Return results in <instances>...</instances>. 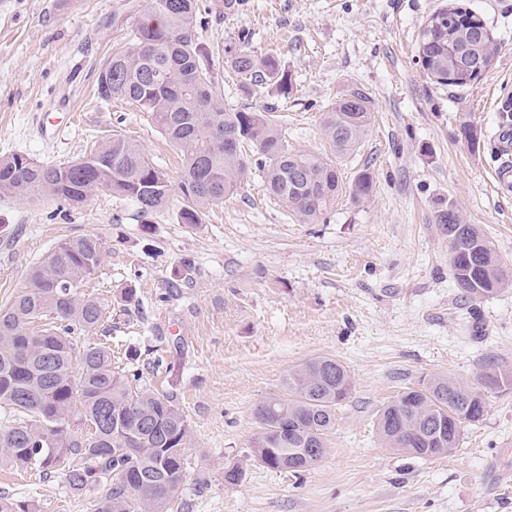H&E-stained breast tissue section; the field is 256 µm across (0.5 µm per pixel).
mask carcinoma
<instances>
[{"mask_svg": "<svg viewBox=\"0 0 512 512\" xmlns=\"http://www.w3.org/2000/svg\"><path fill=\"white\" fill-rule=\"evenodd\" d=\"M215 3L147 0L138 10L130 43L112 51L98 80L105 102L124 100L151 120L181 155L179 223L195 229L205 210L234 192L252 171L267 191L299 218L313 219L336 205L343 192L339 164L361 146L372 115L365 94L354 89L322 115L330 152L288 149L282 128L261 111L227 112L216 65L223 64L245 88L287 97L289 75L274 55L259 57L245 46H206L196 36ZM419 44L439 60L433 80L463 89L457 67L482 58L489 71L500 45L486 20L461 0L432 14ZM133 200L151 214L169 204L172 184L140 144L114 135L88 155L44 165L24 153L0 158V197L45 195L81 207L96 190ZM370 169L348 185L355 203L373 195ZM441 233L455 244L451 275L470 300L512 289L494 243L477 224L466 223L454 203L438 211ZM104 241L95 234L66 239L37 265L11 302L0 307V464L33 472L59 471L69 489L94 494L91 512H170L187 477L185 448L192 441L187 415L172 393L141 387L138 369L112 370L110 346L89 333L105 319L104 299L82 291L97 271ZM491 390L512 388V375L491 369ZM352 390L345 366L329 357L310 359L288 371L279 393L255 410L258 432L251 456L276 472L299 476L327 453L326 433ZM486 395L444 375L398 393L379 409L375 428L382 444L419 458H442L459 447L464 428L483 421ZM86 427L79 436L74 429ZM245 470L224 467V484L238 485Z\"/></svg>", "mask_w": 512, "mask_h": 512, "instance_id": "1", "label": "carcinoma"}]
</instances>
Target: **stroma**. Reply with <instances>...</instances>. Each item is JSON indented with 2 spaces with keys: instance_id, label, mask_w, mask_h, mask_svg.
<instances>
[{
  "instance_id": "stroma-1",
  "label": "stroma",
  "mask_w": 512,
  "mask_h": 512,
  "mask_svg": "<svg viewBox=\"0 0 512 512\" xmlns=\"http://www.w3.org/2000/svg\"><path fill=\"white\" fill-rule=\"evenodd\" d=\"M132 0H0V156L64 163L109 134L136 140L177 180L180 159L147 113L97 97L101 69L125 42ZM444 0H235L198 30L207 44L251 34L257 56L279 57L292 97L248 93L220 78L227 111L270 109L292 149L322 148L323 112L348 89L366 93L374 123L340 166H363L371 199L339 197L302 221L259 175L211 206L196 230L179 224L180 193L143 214L132 200L93 193L78 209L52 199L0 197V304L60 240L106 242L88 293L111 316L91 338L116 367L139 366L145 386L176 394L192 427L177 512H512V390L487 391L482 423L439 459L380 444L378 410L421 377L477 387L496 366L512 371V290L472 301L449 270L435 216L457 203L512 267V198L498 197L494 135L507 118L494 102L512 88V0H469L501 50L464 89L431 80L417 62L419 34ZM61 131L40 132L43 114ZM480 131L468 143L460 125ZM327 356L348 370L352 393L327 436L328 452L295 477L249 460L255 409L288 370ZM242 483H224L228 462ZM0 495L29 512H90L61 476L0 467Z\"/></svg>"
}]
</instances>
